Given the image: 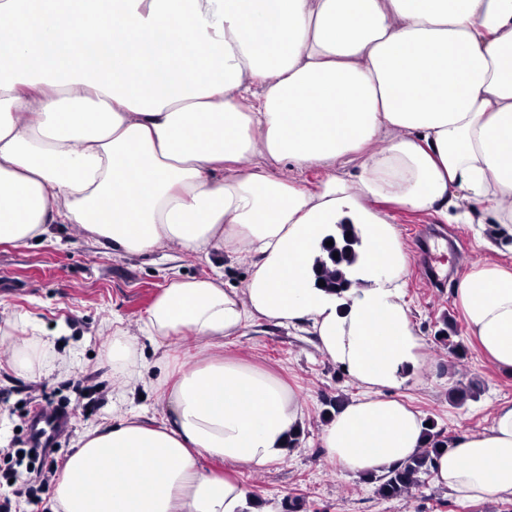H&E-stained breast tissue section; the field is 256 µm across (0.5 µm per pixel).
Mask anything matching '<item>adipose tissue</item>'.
<instances>
[{
    "label": "adipose tissue",
    "instance_id": "ef3b65f1",
    "mask_svg": "<svg viewBox=\"0 0 512 512\" xmlns=\"http://www.w3.org/2000/svg\"><path fill=\"white\" fill-rule=\"evenodd\" d=\"M0 12L23 21L0 28V242L81 224L109 254L221 250L252 269L240 293L218 273L164 289L145 331L193 333L195 362L158 380V417L132 409L85 433L53 512H282L238 470L288 457L302 404L222 353L258 320L302 327L360 388L321 434L343 473L378 478L422 447L420 413L390 395L423 343L381 202L462 222L493 211L492 253L455 295L512 373V266L494 258L512 251V0H0ZM247 155L260 165L240 168ZM340 224L361 238L341 297L314 273ZM137 350L115 329L117 397L146 382ZM432 475L463 502L512 500V402L450 437Z\"/></svg>",
    "mask_w": 512,
    "mask_h": 512
}]
</instances>
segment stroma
I'll return each mask as SVG.
<instances>
[{
    "mask_svg": "<svg viewBox=\"0 0 512 512\" xmlns=\"http://www.w3.org/2000/svg\"><path fill=\"white\" fill-rule=\"evenodd\" d=\"M384 210L413 255L402 277L403 292L423 340L421 370L391 395L434 421L445 435L483 430L495 407L512 401V374L497 371L482 355L453 293L469 262L483 253L481 227L389 204ZM216 269L224 275L225 288L237 291L251 276L248 266L220 251L195 256L168 248L115 257L78 224L51 225L41 240L23 248L0 243V344L35 352L47 340L66 359L65 369L49 364L32 377L15 369L8 356H0V472L25 475V439L33 417L47 411L68 414L43 462L46 483L37 498L0 486V499L11 500L10 512H52V481L87 430L110 424L132 406L148 417L156 413L154 387L144 389L142 399L132 405L113 397L112 330L119 327L135 335L139 365L152 377L162 376L166 367L191 364L196 350L192 337L176 336L159 347L140 327L170 282L202 278ZM445 323L454 327L466 351L463 359L449 355L437 341ZM225 350L273 371L304 406L295 454L261 471H240L257 501L297 497L304 512H512L509 501L458 502L429 477L410 496L385 499L375 482L345 474L327 460L320 441L327 418L338 403L360 396L361 390L320 352L312 335L259 320ZM470 381L481 387L477 398L453 402L452 389Z\"/></svg>",
    "mask_w": 512,
    "mask_h": 512,
    "instance_id": "obj_1",
    "label": "stroma"
}]
</instances>
